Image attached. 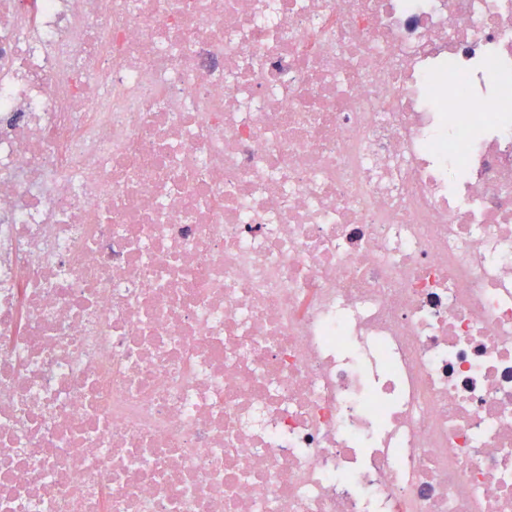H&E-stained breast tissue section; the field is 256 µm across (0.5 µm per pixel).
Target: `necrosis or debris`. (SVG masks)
Segmentation results:
<instances>
[{"instance_id":"obj_1","label":"necrosis or debris","mask_w":512,"mask_h":512,"mask_svg":"<svg viewBox=\"0 0 512 512\" xmlns=\"http://www.w3.org/2000/svg\"><path fill=\"white\" fill-rule=\"evenodd\" d=\"M0 512H512V0H0Z\"/></svg>"}]
</instances>
